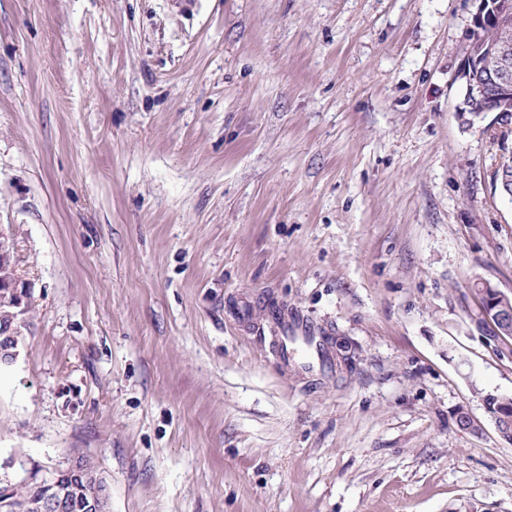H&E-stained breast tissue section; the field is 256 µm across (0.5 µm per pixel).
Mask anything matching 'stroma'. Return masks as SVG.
Instances as JSON below:
<instances>
[{
	"instance_id": "1",
	"label": "stroma",
	"mask_w": 512,
	"mask_h": 512,
	"mask_svg": "<svg viewBox=\"0 0 512 512\" xmlns=\"http://www.w3.org/2000/svg\"><path fill=\"white\" fill-rule=\"evenodd\" d=\"M468 0H0V224L36 307L0 477L108 512H512V137L462 129ZM287 308L335 347L284 368ZM483 425L456 423L459 409ZM490 284L485 283L482 288H478V294L480 296V310L483 316L490 323H493L494 318L498 323L502 325H512V305L507 304L505 301L499 302L502 298V293L496 287H494L491 281L484 280ZM492 284V285H491ZM496 286V285H495ZM485 402L488 409L490 410L488 412L490 413L491 419L499 436L504 439L505 435L511 436L512 409L506 406L512 407V397L491 395L490 397L485 398ZM498 403L505 404L506 406L496 409ZM60 469L40 475V471L35 468H26L24 476L21 477L25 483H33L42 493L38 498L39 512H101L106 511L103 507L108 502V486L100 485L98 480H94L89 470L78 461L71 463L65 472H67L73 481L82 482V485H90L82 499L72 500L68 492L61 489L59 483L61 479ZM58 474V476H57ZM93 480V481H92Z\"/></svg>"
}]
</instances>
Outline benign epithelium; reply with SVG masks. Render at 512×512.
<instances>
[{
	"label": "benign epithelium",
	"instance_id": "benign-epithelium-1",
	"mask_svg": "<svg viewBox=\"0 0 512 512\" xmlns=\"http://www.w3.org/2000/svg\"><path fill=\"white\" fill-rule=\"evenodd\" d=\"M472 7L473 34H478L489 25H496L501 33V42L489 50L495 57V68L485 75L482 82L472 80L470 66L473 58L465 55L464 66L458 78L463 80L466 95L458 108V118L464 127L472 126L474 120H484L490 112L498 113L495 123L508 112V99L512 97V5H500L493 0H468ZM494 180L504 196L512 198V168L497 166ZM33 294V285L23 279L17 270L12 225L0 224V368L14 365L20 356L18 336L21 328L29 323L28 303ZM480 310L487 321L495 320L502 325L512 324V305L502 301V293L491 284L478 289ZM500 437L512 433V409L502 407L490 413ZM72 479L89 485L80 499L73 500L60 487L59 471L47 474L32 468L25 469L22 480L33 483L41 490L38 498L39 512H103L108 502V486L99 484L86 466L75 461L67 469Z\"/></svg>",
	"mask_w": 512,
	"mask_h": 512
}]
</instances>
